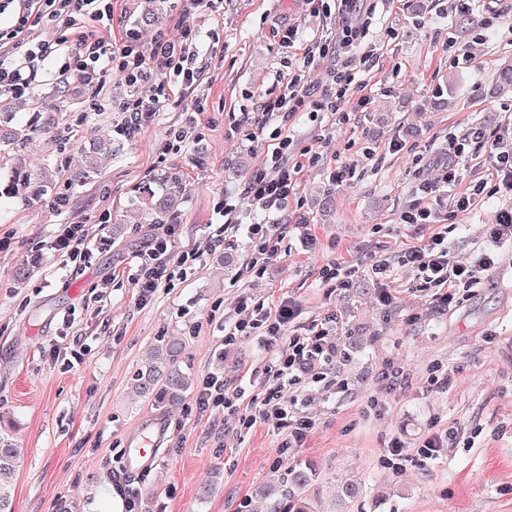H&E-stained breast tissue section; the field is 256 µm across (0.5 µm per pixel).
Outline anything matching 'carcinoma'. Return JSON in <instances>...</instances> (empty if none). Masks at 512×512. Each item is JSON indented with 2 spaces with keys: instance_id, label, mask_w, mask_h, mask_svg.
<instances>
[{
  "instance_id": "1",
  "label": "carcinoma",
  "mask_w": 512,
  "mask_h": 512,
  "mask_svg": "<svg viewBox=\"0 0 512 512\" xmlns=\"http://www.w3.org/2000/svg\"><path fill=\"white\" fill-rule=\"evenodd\" d=\"M162 3L159 0H145L140 21L149 24L159 22ZM457 28L462 36H469L483 27V19L466 10L456 18ZM13 100L0 97V154L16 151L26 144L33 134L49 135L51 128L43 125L21 129L14 123ZM114 147L112 131L102 128L90 144L85 167L74 175L73 181L84 183L96 175V155L111 153ZM52 185L48 170L34 182L30 175L18 168L6 167L0 162V196L16 200L24 205L29 196L42 194ZM185 192L182 175L169 170L155 174L138 187L137 197L153 199L145 214L147 224H172L176 221L173 211L175 202ZM185 346L182 340L173 339L164 345L165 357L159 358L149 350L141 366L133 375L136 388L151 395L154 405L161 411L177 407L183 401L189 387V378L181 367ZM19 452L9 438L0 434V512H10L8 483L18 466ZM314 473L307 467H294L285 472L273 471L260 488L265 498V512H318L309 493Z\"/></svg>"
}]
</instances>
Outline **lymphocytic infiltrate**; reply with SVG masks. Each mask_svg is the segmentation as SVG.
I'll use <instances>...</instances> for the list:
<instances>
[{
	"instance_id": "obj_1",
	"label": "lymphocytic infiltrate",
	"mask_w": 512,
	"mask_h": 512,
	"mask_svg": "<svg viewBox=\"0 0 512 512\" xmlns=\"http://www.w3.org/2000/svg\"><path fill=\"white\" fill-rule=\"evenodd\" d=\"M336 9L339 29L336 38L315 42L303 61L305 70L312 71L321 59H334L335 65L327 73L328 92L314 97L307 81L295 74L286 84L283 95L263 105L274 126L266 138L267 149L262 160L244 188L245 198L267 216L266 222L247 226V237L258 263H268L278 252L271 221L286 207L296 176L303 167L302 159L308 154L290 134L296 115L340 112L352 90L359 92L360 102L369 100L366 83L355 78L353 58L369 33L368 16L372 7L368 0H336ZM7 12L14 15L15 22L9 30L0 31V90L12 95L20 97L29 91L36 61L61 51L64 40L56 31L63 27L75 30L78 45L77 52L64 62V70L111 72L121 76L135 91L158 73L180 86L192 85L197 76L190 57L195 37L191 29H184L177 41L170 40L166 34H157L146 47L137 45L131 35L125 36L118 45H106L98 35V28L111 21L112 0H0V15ZM487 232L488 247L477 261L469 264L450 260L445 238L439 232L432 236L427 248L413 247L406 252L407 263L417 269L424 287L442 288V306L454 302L456 289L479 284L483 273L495 265L498 247L512 242V210L499 212ZM174 234V225H165L140 253L135 277L140 301L152 297L165 273L185 274L199 261L201 254L194 247L172 253ZM45 247L73 263L89 262L93 255L86 229L81 224L61 225ZM299 315L296 304L285 298L280 300L275 312L260 311L230 325L224 333L225 342L248 337L272 350L276 383L254 410L243 414L239 411L243 390L229 386L222 373H209L203 378L197 397L200 410L223 408L244 428L263 420L294 441H301L312 423L297 415L298 399L285 397L284 389L298 385L301 374L310 371L315 360L326 353L327 334L312 328L302 336L287 335V326Z\"/></svg>"
}]
</instances>
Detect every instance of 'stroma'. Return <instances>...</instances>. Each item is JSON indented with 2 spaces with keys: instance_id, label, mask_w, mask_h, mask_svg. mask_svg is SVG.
Listing matches in <instances>:
<instances>
[{
  "instance_id": "35a3bbf8",
  "label": "stroma",
  "mask_w": 512,
  "mask_h": 512,
  "mask_svg": "<svg viewBox=\"0 0 512 512\" xmlns=\"http://www.w3.org/2000/svg\"><path fill=\"white\" fill-rule=\"evenodd\" d=\"M413 15L410 0H379L368 40L372 56L356 68L372 87L369 104L346 103L345 114L300 117V145L318 152L304 164L294 194L274 231L278 253L264 275L250 268L244 234L233 248H211L208 227L220 222L225 201L241 202L251 221L261 211L244 203L245 178L224 179L225 165H259L264 150L262 104L279 96L289 73L302 68L312 39L336 35V14L314 15L306 0H224L218 9L182 15L168 0L160 28L177 36L181 25L198 34L197 82L166 85L138 134L119 136L98 174L75 185L83 148L100 126L127 123L128 85L95 71L74 82L60 109H52L59 62L38 68L17 121L50 122L54 133L33 138L7 156L10 166L39 177L54 172L55 189L69 204L57 210L51 195L27 205L0 203V429L21 449L10 484L14 512H110L112 489L133 484L145 512H262L257 495L270 470L312 465L311 492L319 512H512V245L499 250V268L480 287L458 290L447 313L435 309L434 289L422 287L404 265L409 247L443 231L451 259L475 260L485 247L484 226L512 209V193L483 197L455 219L410 226L400 216L416 188L444 168L452 141L480 132L458 164L463 182L489 179L485 142L512 137V90L474 97L493 87L501 58L512 57V0H471L484 19L482 39L467 64L455 61L461 41L457 0H426ZM297 30L301 44L284 50L281 36ZM182 131L180 153L163 151L168 131ZM397 140L402 150L389 149ZM164 170L186 184L178 206L179 235L172 249L202 253L184 278L162 283L141 303L133 275L136 256L154 234L139 209L126 205L138 182ZM82 224L98 249L90 265L68 264L45 249L59 225ZM126 228L122 244L112 227ZM390 265L392 304L374 297L371 266ZM35 267L26 283L15 271ZM341 265L348 285L331 288L322 269ZM292 298L300 315L293 334L322 326L331 360L315 365L296 388L313 421L302 442L267 423L238 429L223 409L200 411L196 386L223 371L245 394L241 412L262 398L272 375L268 352L241 337L225 344L224 327L257 305L275 309ZM186 341L183 366L192 386L182 404L161 413L138 394L131 377L145 350L165 340ZM167 427L151 467L129 473L130 436L155 421ZM433 430L455 440L436 459L417 454ZM401 442L408 460L389 468L384 450ZM357 483L356 498L339 502L340 484Z\"/></svg>"
}]
</instances>
